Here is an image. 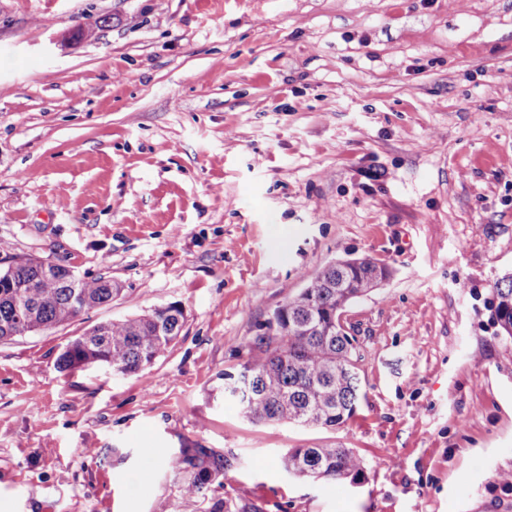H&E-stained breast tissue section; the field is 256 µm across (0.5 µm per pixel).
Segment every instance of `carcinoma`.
<instances>
[{
    "mask_svg": "<svg viewBox=\"0 0 512 512\" xmlns=\"http://www.w3.org/2000/svg\"><path fill=\"white\" fill-rule=\"evenodd\" d=\"M388 274L367 258L334 261L307 279L301 291L276 308L258 327L246 359L224 373V401L250 422H276L304 427H336L350 419L361 397V381L351 338L338 323L351 301L373 290V280ZM80 292L98 307L120 289L105 277L84 279ZM73 288L62 267H45L25 258L0 282V341L52 329L79 315L71 302ZM24 300L30 314L16 311ZM491 319L500 335L512 340V274L493 285ZM183 309L177 304L147 314L97 325L73 338L58 358L59 369L101 365L128 375L152 365L180 336ZM174 464L190 473L183 494L198 498L210 485L224 487L232 458L212 448H186ZM288 475L298 479L360 480L366 463L351 448H290L281 456ZM209 512H262L256 504L224 495Z\"/></svg>",
    "mask_w": 512,
    "mask_h": 512,
    "instance_id": "cac0c4a2",
    "label": "carcinoma"
}]
</instances>
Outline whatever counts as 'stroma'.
Segmentation results:
<instances>
[{"label":"stroma","instance_id":"obj_1","mask_svg":"<svg viewBox=\"0 0 512 512\" xmlns=\"http://www.w3.org/2000/svg\"><path fill=\"white\" fill-rule=\"evenodd\" d=\"M89 16L104 26L77 35ZM112 278L109 304L0 342V512H512V0H0V269ZM363 395L335 428L251 423L224 374L326 264ZM185 322L128 376L60 370L90 328ZM343 446L364 477L280 456ZM229 453L199 501L171 467ZM491 319L499 328L500 335L512 340V274L504 273L493 285L490 301ZM288 475L298 479L360 480L366 463L353 449L321 446L290 448L281 456Z\"/></svg>","mask_w":512,"mask_h":512}]
</instances>
